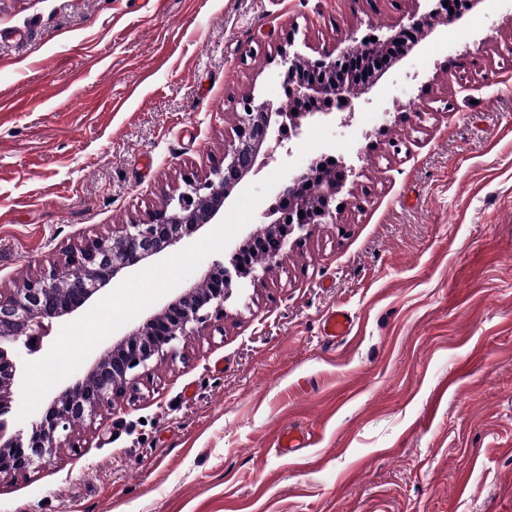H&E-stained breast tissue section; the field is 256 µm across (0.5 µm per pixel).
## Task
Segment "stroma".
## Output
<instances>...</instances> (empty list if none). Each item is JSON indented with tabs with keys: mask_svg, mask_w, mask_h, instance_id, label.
Returning a JSON list of instances; mask_svg holds the SVG:
<instances>
[{
	"mask_svg": "<svg viewBox=\"0 0 512 512\" xmlns=\"http://www.w3.org/2000/svg\"><path fill=\"white\" fill-rule=\"evenodd\" d=\"M413 0H0V289L142 220L309 60ZM347 179L334 223L237 278L192 337L0 512H512V0L418 37L368 96L300 120ZM349 336L321 333L332 308ZM303 430L283 454L278 434Z\"/></svg>",
	"mask_w": 512,
	"mask_h": 512,
	"instance_id": "1",
	"label": "stroma"
}]
</instances>
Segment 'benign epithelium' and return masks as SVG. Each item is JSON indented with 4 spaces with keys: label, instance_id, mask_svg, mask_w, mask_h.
<instances>
[{
    "label": "benign epithelium",
    "instance_id": "1",
    "mask_svg": "<svg viewBox=\"0 0 512 512\" xmlns=\"http://www.w3.org/2000/svg\"><path fill=\"white\" fill-rule=\"evenodd\" d=\"M445 2L436 0L435 7L418 19L410 16L409 26L431 31L439 23L452 21L451 16L443 13ZM351 56L348 49L334 58L328 55L313 62L311 72L303 75L296 72L295 57L282 51L289 96L297 100L323 96L349 100L369 93L376 82L359 87L335 81V75L350 65ZM241 108L235 139L224 151L222 162L202 178H184L183 186L169 194L146 219L122 224L112 234L92 239L68 253L67 263L81 271L79 277L66 284L62 271L53 268L27 280L21 288L0 290V415L4 414L19 369L14 355L16 345L30 348L32 340L45 335V321L85 307L121 271L176 246L203 226L214 223L234 188L254 171L259 156L271 155L270 142L282 145V133L292 112L270 100H257L251 94L242 99ZM343 182L340 171L319 174L317 191L309 200L298 199L297 177L277 186L276 197L288 201V210L274 220L280 235L274 237V244L265 245L268 265L277 264L284 256L289 235L315 223L301 217L300 210L312 205L320 210L317 218H326L330 215L329 202ZM244 249L243 245L235 249V265L231 270L224 269L220 282L206 272L180 297L127 332L117 345L94 361L84 376L60 391L41 419L32 423L28 442L12 437L1 444L0 476L27 475L38 468L39 462L51 458L57 448L76 447L78 425L112 409L115 400L126 394L129 384L153 370L155 361L176 358L181 343L211 323L221 321L233 277H246L254 271L252 264L240 261Z\"/></svg>",
    "mask_w": 512,
    "mask_h": 512
}]
</instances>
